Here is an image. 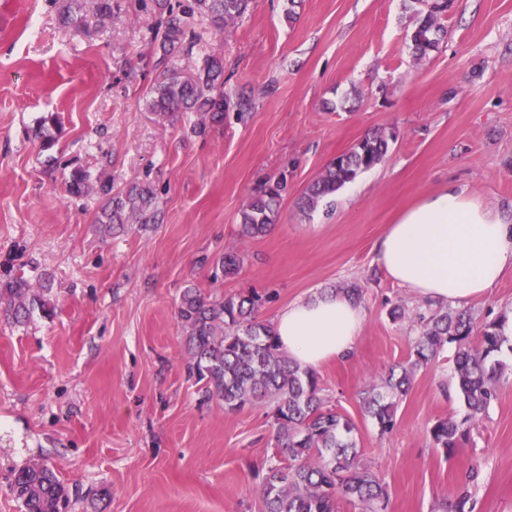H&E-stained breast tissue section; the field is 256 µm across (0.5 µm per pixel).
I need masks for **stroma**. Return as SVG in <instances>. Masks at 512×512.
Returning <instances> with one entry per match:
<instances>
[{
    "instance_id": "stroma-1",
    "label": "stroma",
    "mask_w": 512,
    "mask_h": 512,
    "mask_svg": "<svg viewBox=\"0 0 512 512\" xmlns=\"http://www.w3.org/2000/svg\"><path fill=\"white\" fill-rule=\"evenodd\" d=\"M62 0H0V287L24 274L50 279L53 316L13 324L0 303V512H23L14 474L54 468L68 512H259L250 473L272 457L264 408L226 413L189 378L177 318L182 288L256 290L259 318L356 283L365 321L353 355L317 374L357 425L360 445L389 492L388 512H452L469 492L474 512H512V351L499 398L453 456L428 431L461 416L454 346L418 373L380 436L360 393L410 354L419 300L390 281L375 245L397 213L455 181L512 213V0H455L436 51L416 61L406 34L416 0H253L216 29L184 20L189 53L163 55L154 0H112V14L60 20ZM294 18H287V9ZM224 60L222 125L197 135V116L160 121L149 89L162 71L191 76ZM58 119L41 151L39 120ZM383 128L385 161L311 213L297 199L336 154ZM123 187L147 180L156 224L101 235L97 196L66 191L73 167ZM288 191L265 236L243 240V207L263 179ZM244 258L213 283V260ZM406 315L391 320L389 305ZM477 327L512 318V273L468 302ZM476 471L474 482L465 475Z\"/></svg>"
}]
</instances>
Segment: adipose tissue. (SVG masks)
Listing matches in <instances>:
<instances>
[{"label":"adipose tissue","instance_id":"obj_1","mask_svg":"<svg viewBox=\"0 0 512 512\" xmlns=\"http://www.w3.org/2000/svg\"><path fill=\"white\" fill-rule=\"evenodd\" d=\"M376 253L393 283L421 300L459 305L512 271V219L451 182L400 212ZM364 317L358 303L337 291L289 304L274 330L293 362L314 369L351 356Z\"/></svg>","mask_w":512,"mask_h":512}]
</instances>
